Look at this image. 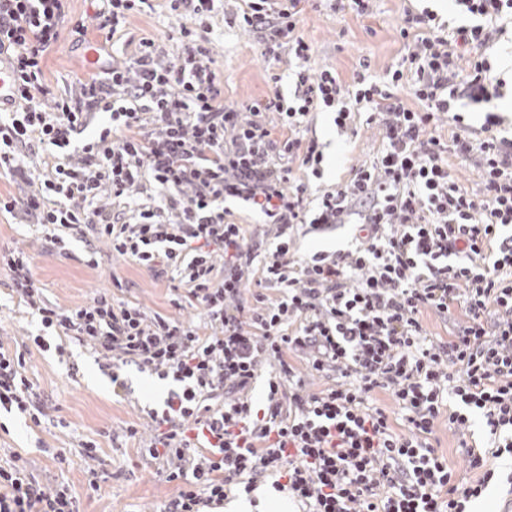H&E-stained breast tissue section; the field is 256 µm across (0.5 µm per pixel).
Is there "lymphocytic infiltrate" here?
<instances>
[{
  "instance_id": "1",
  "label": "lymphocytic infiltrate",
  "mask_w": 512,
  "mask_h": 512,
  "mask_svg": "<svg viewBox=\"0 0 512 512\" xmlns=\"http://www.w3.org/2000/svg\"><path fill=\"white\" fill-rule=\"evenodd\" d=\"M70 2L0 0V63L18 83L0 117V174L19 187L0 210L22 212L60 251L68 232L106 244L178 285L174 306L205 318L187 323L109 290L46 303L33 255L17 248L0 251V269L44 328L99 354L117 391L129 390V365L170 381L141 439L158 476L181 484L158 512H208L269 478L303 512H468L496 477L467 442L474 424L493 457L512 456V136L488 53L512 0H454L467 18L455 27L405 10L401 62L380 75L360 62L347 82L310 66L300 24L317 0H246L243 27L267 63L293 60L295 89L285 98L274 74L268 94L231 103L208 37L217 0H166L178 23L165 42L140 37L132 56L55 92L44 69L65 25L109 39L151 6L96 0L87 23ZM469 107L484 114L476 137ZM318 111L342 130L364 115L382 148L316 191L324 156L301 127ZM454 160L476 168L478 190L459 183ZM229 199L264 216L262 235L229 221ZM345 224L356 227L352 248L297 256L300 230ZM455 309L457 333L430 338L424 313ZM24 363L0 344V410L37 424L46 407ZM307 372L328 386L308 388ZM442 426L476 479H458L434 448ZM0 512L82 510L68 485H41L14 452L0 465Z\"/></svg>"
}]
</instances>
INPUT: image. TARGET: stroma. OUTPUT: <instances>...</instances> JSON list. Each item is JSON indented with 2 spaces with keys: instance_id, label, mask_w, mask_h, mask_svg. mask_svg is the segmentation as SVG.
I'll use <instances>...</instances> for the list:
<instances>
[{
  "instance_id": "1",
  "label": "stroma",
  "mask_w": 512,
  "mask_h": 512,
  "mask_svg": "<svg viewBox=\"0 0 512 512\" xmlns=\"http://www.w3.org/2000/svg\"><path fill=\"white\" fill-rule=\"evenodd\" d=\"M241 4L242 0H223L209 33L223 76L226 101L260 97L275 86L283 93L293 92L289 61L268 65L256 34L225 23V16L236 12ZM422 7L421 0H374L372 17L362 22L326 6L308 12L300 32L314 47L312 67H333L347 80L360 59L367 58L374 72H383L404 55L395 27L405 9L418 11ZM175 24V18L161 8L134 17L127 34L113 37L114 49L133 52L134 39L144 35L164 40ZM274 73L281 77L276 85L270 80ZM83 75L76 35L71 28H64L58 44L47 56L46 76L52 86L64 87ZM306 135L318 142L324 154L321 183L325 186L346 181L351 167L371 159L381 146L376 129L360 124L353 130H337L331 114L326 112L312 114ZM16 247L34 254L36 277L50 302L83 303L97 291L111 287L117 278L124 284L118 293L123 300L188 322L199 323L204 319L199 308H175L167 283L154 280L144 268L112 258L106 249L98 256V268H90L86 264L85 241L71 240L65 254L52 251L39 241L34 227L21 223L17 214L0 211V249ZM39 330L38 320L12 292L6 274L0 272V341L24 352L25 374L39 387L49 415L48 420L38 425L15 417L5 418L0 423V448L27 458L30 471L40 482L68 483L85 512H156L176 487L159 480L154 463L144 460L136 442L123 437L121 431L142 424L143 408L161 405L166 383L130 367L126 375L133 395L115 393L91 351L70 341L66 342V353L61 358L52 351H38L30 338ZM58 418L66 421V428L54 427ZM92 437L98 440L100 457L108 462L95 491L88 487L87 464L77 452L79 444ZM50 448L67 449L66 462L61 464L47 456Z\"/></svg>"
}]
</instances>
